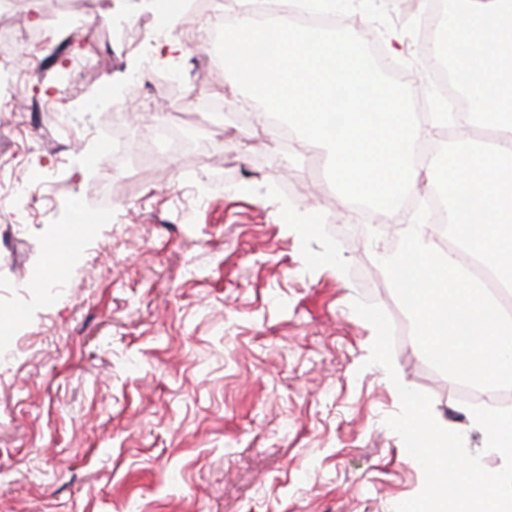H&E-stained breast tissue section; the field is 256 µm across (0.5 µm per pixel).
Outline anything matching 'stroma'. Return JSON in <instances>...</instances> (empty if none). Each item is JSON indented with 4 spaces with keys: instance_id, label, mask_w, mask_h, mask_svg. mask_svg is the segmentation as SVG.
<instances>
[{
    "instance_id": "1",
    "label": "stroma",
    "mask_w": 512,
    "mask_h": 512,
    "mask_svg": "<svg viewBox=\"0 0 512 512\" xmlns=\"http://www.w3.org/2000/svg\"><path fill=\"white\" fill-rule=\"evenodd\" d=\"M384 2L394 33L357 12L342 25L411 88L423 142L456 140L432 124L416 62L427 6ZM93 4L89 40L56 24L59 0H33L24 20L0 12V33H40L0 57V153L25 156L0 223V512H394L424 480L385 423L399 395L365 367L374 329L351 303L404 317L375 252L434 183L392 214L344 203L312 147L257 121L209 44L158 48L145 66L128 33L159 23L155 0ZM33 70L41 84H24ZM169 80L242 105L173 111ZM163 123L181 146L155 136ZM69 224L78 252L61 272L50 247ZM393 364L485 469L501 467L413 340Z\"/></svg>"
}]
</instances>
